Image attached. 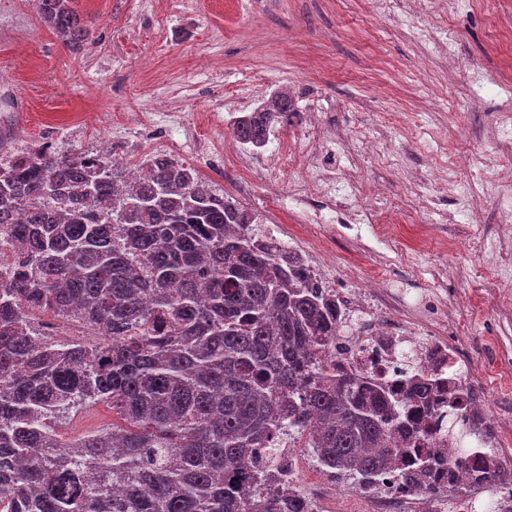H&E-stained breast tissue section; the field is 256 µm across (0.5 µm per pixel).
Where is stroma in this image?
Masks as SVG:
<instances>
[{"label": "stroma", "instance_id": "stroma-1", "mask_svg": "<svg viewBox=\"0 0 512 512\" xmlns=\"http://www.w3.org/2000/svg\"><path fill=\"white\" fill-rule=\"evenodd\" d=\"M89 38L73 52L37 17L33 0H0V135L8 147L49 144L62 156L108 146L128 166L165 154L242 202L255 215V234L279 224L289 248L308 263L299 220L284 214L287 182L278 188L225 165L224 114L238 96L246 111L278 92H291L299 115L279 136L287 142L289 179L314 170L298 157L305 114L320 116L330 139L323 163L355 168L364 181L385 186L386 206L357 202L368 221L342 228L335 203L322 202L318 231L330 235L334 261L324 276L348 292L386 262L378 306L423 321L435 335L462 345L478 369L493 411H512V374L491 372L493 360L512 361V242L501 246L507 278L488 283L483 243L512 221V187L502 188L484 220L469 223L459 197L441 189L417 139L386 128V112L412 111L413 121L445 127L449 151L464 149L477 162L461 181L482 190L500 156L512 150V130L491 137L500 112L512 110V0H488L454 14L441 0H261L240 21L235 0H73ZM386 17L369 25L372 7ZM436 24L466 62L448 74V61L411 27ZM395 142L391 158L369 145ZM434 209L420 212L418 197ZM425 226L411 255L379 237L389 221ZM476 307L462 306L467 297Z\"/></svg>", "mask_w": 512, "mask_h": 512}]
</instances>
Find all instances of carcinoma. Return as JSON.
<instances>
[{
  "label": "carcinoma",
  "instance_id": "1",
  "mask_svg": "<svg viewBox=\"0 0 512 512\" xmlns=\"http://www.w3.org/2000/svg\"><path fill=\"white\" fill-rule=\"evenodd\" d=\"M67 47L88 38L71 0H35ZM288 94L241 120L260 144L298 116ZM130 180L103 154L49 146L0 161V512H311L281 461L280 436L354 491L385 472L430 497L467 472L492 488L497 457L402 447L432 414L420 374L396 392L325 364L343 321L283 247L194 168L164 155ZM98 331L55 340L42 317ZM106 404L112 423L70 441L61 428Z\"/></svg>",
  "mask_w": 512,
  "mask_h": 512
}]
</instances>
